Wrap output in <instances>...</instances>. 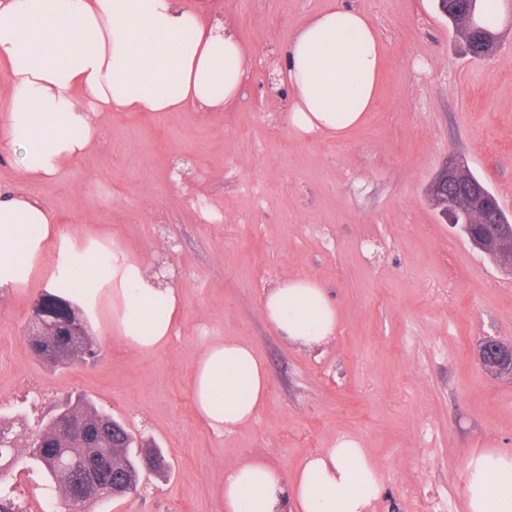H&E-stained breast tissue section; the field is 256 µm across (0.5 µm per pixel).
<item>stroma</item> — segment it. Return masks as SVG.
<instances>
[{
	"label": "stroma",
	"mask_w": 512,
	"mask_h": 512,
	"mask_svg": "<svg viewBox=\"0 0 512 512\" xmlns=\"http://www.w3.org/2000/svg\"><path fill=\"white\" fill-rule=\"evenodd\" d=\"M187 2L245 46L236 100L220 112L114 116L91 154L26 186L63 231L116 235L175 271L181 320L166 348L139 354L100 311L89 327L98 361L51 368L28 341L44 285L0 291V416L17 419L18 453L84 395L169 464L91 512H221L214 488L232 462L260 455L290 473L342 436L360 439L381 471L375 512H467L468 457L512 452V377L479 358L485 339L512 344V277L449 231L426 188L455 161L512 217V0H501L486 58L465 50L433 0H345L378 28L384 62L373 112L342 140L296 134L287 93L268 80L328 0ZM297 276L325 285L340 316L314 352L284 342L262 310L269 288ZM212 336L247 341L269 374L254 421L221 437L189 383Z\"/></svg>",
	"instance_id": "1"
}]
</instances>
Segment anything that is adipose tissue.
<instances>
[{
	"label": "adipose tissue",
	"instance_id": "ef3b65f1",
	"mask_svg": "<svg viewBox=\"0 0 512 512\" xmlns=\"http://www.w3.org/2000/svg\"><path fill=\"white\" fill-rule=\"evenodd\" d=\"M384 46L371 18L330 0L289 42L279 82L288 124L304 137L340 140L362 126L381 89ZM0 60L9 70L0 157L19 181H47L99 143L103 116L220 109L244 82L248 55L223 23L181 0H0ZM50 270L42 258L48 242ZM69 284L87 311L112 310V330L134 350L171 341L180 316L173 273L151 271L113 238H77L55 210L0 188V288ZM262 310L286 341L309 349L336 333L338 313L321 283L294 277L270 288ZM190 388L216 436L252 421L268 396L264 362L240 338L204 342ZM468 512H512V453L479 452L465 466ZM383 478L362 443L337 438L287 474L252 456L227 467L215 494L224 512H372Z\"/></svg>",
	"mask_w": 512,
	"mask_h": 512
}]
</instances>
